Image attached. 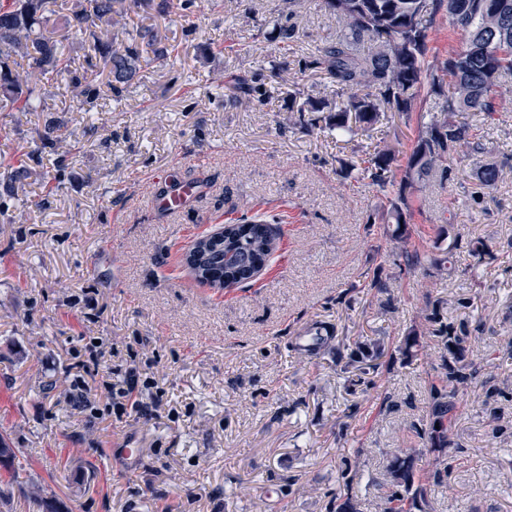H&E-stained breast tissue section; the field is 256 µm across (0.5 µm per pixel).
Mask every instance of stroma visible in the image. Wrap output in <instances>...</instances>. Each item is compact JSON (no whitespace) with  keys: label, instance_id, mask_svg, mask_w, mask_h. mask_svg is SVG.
I'll use <instances>...</instances> for the list:
<instances>
[{"label":"stroma","instance_id":"35a3bbf8","mask_svg":"<svg viewBox=\"0 0 512 512\" xmlns=\"http://www.w3.org/2000/svg\"><path fill=\"white\" fill-rule=\"evenodd\" d=\"M193 0L191 22L132 6L175 64L140 63L112 93L76 29L66 53L99 91L91 112H0V161L33 174L0 198V436L23 468H0V512H380L394 457L430 491L420 512H512V80L489 119L465 114L481 152L405 191L404 223L379 222L384 192L345 165L390 147L406 162L423 116L369 135L295 126V92L335 99L312 65L336 34L321 0ZM258 100H236L237 77ZM58 110L60 142L37 133ZM499 178L486 186L485 165ZM194 183L186 207L155 195ZM274 225L271 260L248 283L198 284L193 241L242 217ZM426 259L408 266L406 250ZM464 325L475 373L448 418L438 470L429 392L448 350L430 317ZM323 325L318 352L297 336ZM137 370L144 411L115 414ZM140 449L137 460L121 457Z\"/></svg>","mask_w":512,"mask_h":512}]
</instances>
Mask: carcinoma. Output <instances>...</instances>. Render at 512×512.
<instances>
[{"instance_id":"carcinoma-1","label":"carcinoma","mask_w":512,"mask_h":512,"mask_svg":"<svg viewBox=\"0 0 512 512\" xmlns=\"http://www.w3.org/2000/svg\"><path fill=\"white\" fill-rule=\"evenodd\" d=\"M140 0H11L0 3V112H47L42 80H65L64 93L78 112L96 108L97 92L87 76L73 67L64 53L65 36L48 30L51 17L71 14L88 42V60L102 62L107 84L118 93L130 85L143 55L169 58L150 26L125 32V17ZM326 10L341 29L318 49L314 64L323 69L337 92L347 95L338 104L309 96L298 109L294 124L309 132L325 123L330 129L366 135L389 110L409 115L417 101L441 95L448 83L445 104L422 126L407 157V186L432 175L445 177L448 161L466 153L481 152L471 127L457 120L463 112L490 118L497 112L502 80L512 77V0H324ZM447 16L448 26L463 36L461 45L438 65L427 61L428 33L437 16ZM370 42L364 47V42ZM395 153L378 149L363 160L361 173L379 187L394 182ZM26 162L0 172V193L14 194V184L30 177ZM272 225L263 220H241L224 229L223 238L207 236L195 243L198 266L190 268L200 283L221 287L251 279L273 253ZM433 335L448 340V388L430 391L432 425L425 435L427 452L442 461L448 455L445 417L459 388L472 376L471 364L456 355L466 337L453 324L438 323ZM389 470L398 489L381 504L383 512H408L427 496L426 484L414 479L412 458L397 457Z\"/></svg>"}]
</instances>
